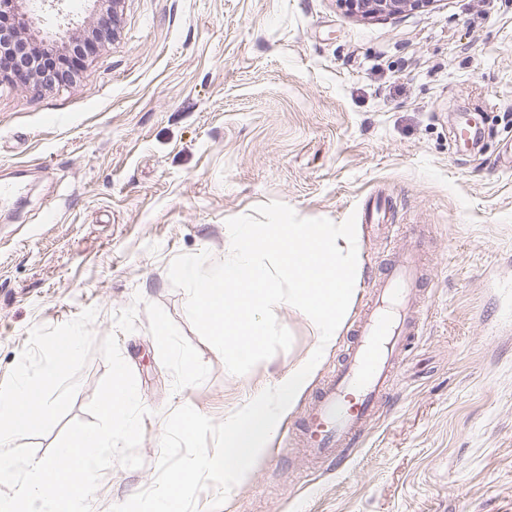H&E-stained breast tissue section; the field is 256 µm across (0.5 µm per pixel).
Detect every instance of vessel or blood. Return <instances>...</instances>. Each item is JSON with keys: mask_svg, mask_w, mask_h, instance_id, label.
<instances>
[{"mask_svg": "<svg viewBox=\"0 0 512 512\" xmlns=\"http://www.w3.org/2000/svg\"><path fill=\"white\" fill-rule=\"evenodd\" d=\"M386 230L397 246L371 284L372 301L352 323L339 367L287 436L316 463L343 462L350 449L360 447L419 333L422 250L411 241L413 225L390 224Z\"/></svg>", "mask_w": 512, "mask_h": 512, "instance_id": "vessel-or-blood-1", "label": "vessel or blood"}]
</instances>
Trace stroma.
<instances>
[{
    "instance_id": "obj_1",
    "label": "stroma",
    "mask_w": 512,
    "mask_h": 512,
    "mask_svg": "<svg viewBox=\"0 0 512 512\" xmlns=\"http://www.w3.org/2000/svg\"><path fill=\"white\" fill-rule=\"evenodd\" d=\"M471 123L475 147L456 142ZM512 0H432L363 17L341 0H123L118 35L80 80L0 85V384L32 328L96 309L116 335L143 419L136 469L112 465L91 512L156 476L165 422L189 405L221 422L313 349L294 307L288 350L230 374L168 277L181 254L230 252L229 218L279 201L303 218L356 216L358 286L389 248L363 220L417 224L424 324L363 446L308 468L285 448L341 362L339 334L305 393L219 512H512ZM199 365L189 375L184 359ZM108 366L92 353L73 405L30 438L44 457Z\"/></svg>"
}]
</instances>
